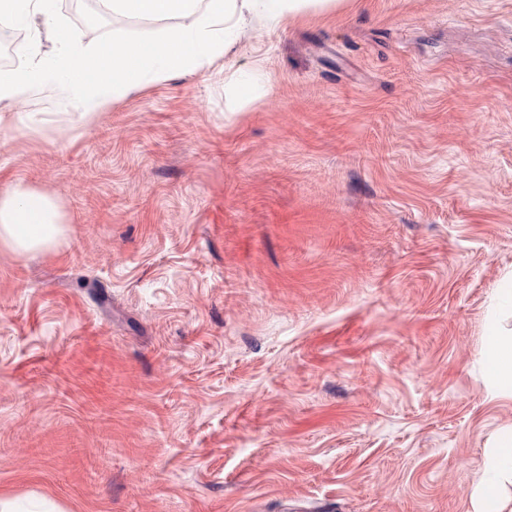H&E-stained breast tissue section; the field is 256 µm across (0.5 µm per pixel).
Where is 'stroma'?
I'll return each instance as SVG.
<instances>
[{"mask_svg": "<svg viewBox=\"0 0 512 512\" xmlns=\"http://www.w3.org/2000/svg\"><path fill=\"white\" fill-rule=\"evenodd\" d=\"M14 109L0 184L68 231L0 249L1 501L473 512L512 426L484 368L512 274V0H345L87 124L50 88Z\"/></svg>", "mask_w": 512, "mask_h": 512, "instance_id": "stroma-1", "label": "stroma"}]
</instances>
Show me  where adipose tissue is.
Instances as JSON below:
<instances>
[{
  "mask_svg": "<svg viewBox=\"0 0 512 512\" xmlns=\"http://www.w3.org/2000/svg\"><path fill=\"white\" fill-rule=\"evenodd\" d=\"M106 13L153 22L148 40L112 44L72 39L56 0H0V24L29 34V66L0 69V102L26 98L36 84L70 91L89 119L137 90L177 72L209 68L225 58L254 24L279 25L309 12H330L342 0H101ZM65 235L57 201L22 183L0 186V246L23 255L52 252ZM486 371L495 394L512 397V334L494 330ZM512 484V426L500 431L477 488L474 512H505L502 490Z\"/></svg>",
  "mask_w": 512,
  "mask_h": 512,
  "instance_id": "obj_1",
  "label": "adipose tissue"
}]
</instances>
